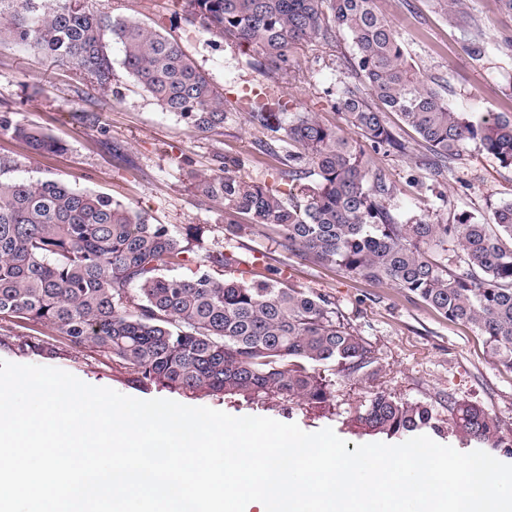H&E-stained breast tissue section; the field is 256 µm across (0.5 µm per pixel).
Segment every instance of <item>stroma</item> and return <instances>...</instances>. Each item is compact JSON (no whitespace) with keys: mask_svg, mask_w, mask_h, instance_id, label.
I'll use <instances>...</instances> for the list:
<instances>
[{"mask_svg":"<svg viewBox=\"0 0 512 512\" xmlns=\"http://www.w3.org/2000/svg\"><path fill=\"white\" fill-rule=\"evenodd\" d=\"M91 5L175 36L227 99L260 82L271 95L287 99L289 112L312 113L349 139L360 138L336 105L342 86L354 76L353 48L346 36L328 44L301 46L287 72L265 77L254 69L250 52L204 35L185 21L176 0H92ZM380 7L398 30L409 61L423 75L440 80L453 110L512 112V51L500 46L503 35H512V16L499 13L494 0H466L464 10L479 24L485 41V51L478 56L468 52L462 33L436 9L435 0H380ZM6 109L14 111L21 123L44 129L64 145L63 150L38 154L0 134V162L6 165L7 177L49 178L106 194L180 236L188 227H203L199 246L176 268V275L191 276L207 255L219 252L234 255L238 263L213 267L217 277L251 281L267 270H281L295 287L329 296L345 323L371 343L380 362L374 380L337 377L336 410L327 416L209 396L192 399V406L233 416L269 417L310 433L329 427L351 451L369 438L351 429L348 421L378 391L431 403L441 426L432 432V439L456 446V439L443 432L448 424L447 401L455 397L484 408L497 421L503 438L512 442V372L497 364L475 328L448 321L387 282L304 260L288 252L277 231L256 226L225 236L223 210L197 195L190 171H210L215 156L221 155L235 161V175L273 185L288 169L287 144L276 143L271 151L260 148V134L245 109L229 112L223 134H204L163 111L125 71H118L113 91L105 94L78 66L50 65L33 50L19 49L7 40L0 42V110ZM386 119L408 152L374 154L370 161L385 170L394 186L392 203L401 211L450 224L462 212L489 219L494 206L512 202V168L473 144L433 190H419L414 182L422 174L418 164L424 151L419 138L396 113ZM38 334L59 347L53 367L89 385L139 399L171 396L166 389L128 384L109 358L89 348L71 347L51 327H40Z\"/></svg>","mask_w":512,"mask_h":512,"instance_id":"1","label":"stroma"}]
</instances>
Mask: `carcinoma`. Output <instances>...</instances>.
<instances>
[{"label": "carcinoma", "instance_id": "carcinoma-1", "mask_svg": "<svg viewBox=\"0 0 512 512\" xmlns=\"http://www.w3.org/2000/svg\"><path fill=\"white\" fill-rule=\"evenodd\" d=\"M184 2L192 24L252 52L259 71L286 68L300 45L347 35L355 81L344 86L338 105L373 152L408 151L386 123L385 114L394 112L418 134L433 181L470 142L512 167V113L477 118L449 109L435 80L408 61L379 0ZM440 2L470 51L481 54V29L461 15L465 0ZM5 37L55 63L77 65L103 92L115 81L116 44L123 69L164 111L203 133L224 128V93L175 38L139 20L95 11L88 0H0ZM245 100L253 128L286 138L292 150L283 189L231 174L235 162L224 158L218 171L191 175L196 192L229 217L224 233L237 234L238 216L276 227L288 251L386 281L449 321L474 327L512 371V202L495 207L490 224L469 214L453 224L406 219L391 204L386 172L370 164L364 148L309 112L283 123L288 106L281 98L249 93ZM0 132L36 152L62 149L12 111H0ZM194 241L199 234L180 238L103 194L53 179H0V327L50 326L70 346L112 359L137 387L324 415L334 409L333 376L379 374L373 346L344 324L325 294L281 278L218 279L201 269L190 277L166 274L182 265ZM450 241L460 250L454 267ZM17 348L42 358L57 354L39 336ZM352 423L390 438L440 430L431 404L383 391L359 407ZM448 432L466 446L512 455L498 424L467 401L448 400Z\"/></svg>", "mask_w": 512, "mask_h": 512}]
</instances>
